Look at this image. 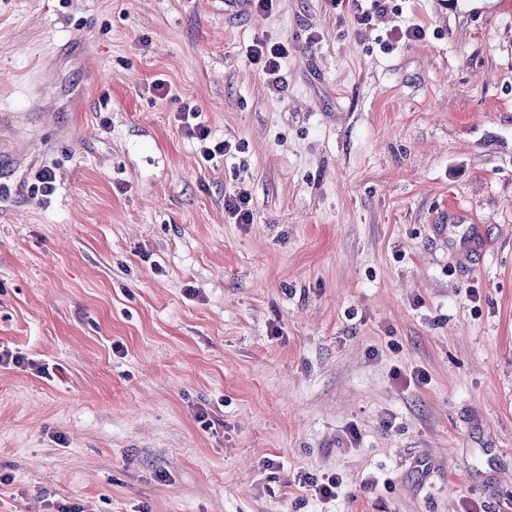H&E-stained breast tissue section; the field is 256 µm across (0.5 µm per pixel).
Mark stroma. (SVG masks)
Here are the masks:
<instances>
[{
    "label": "stroma",
    "mask_w": 512,
    "mask_h": 512,
    "mask_svg": "<svg viewBox=\"0 0 512 512\" xmlns=\"http://www.w3.org/2000/svg\"><path fill=\"white\" fill-rule=\"evenodd\" d=\"M237 2L0 0V512H512V0ZM248 59L254 64H261L266 74L275 76L288 56V45L280 42L255 41L247 49ZM200 111L196 105L189 102L183 103L175 115L178 126L191 139H196L200 143V155L204 162H213L217 158L224 157L226 151H229L231 145L226 140L215 141L210 138V130L200 121ZM250 201V194L245 189H240L233 195L225 196L224 210L228 212L231 218L235 219L236 224L252 223L253 214Z\"/></svg>",
    "instance_id": "obj_1"
}]
</instances>
